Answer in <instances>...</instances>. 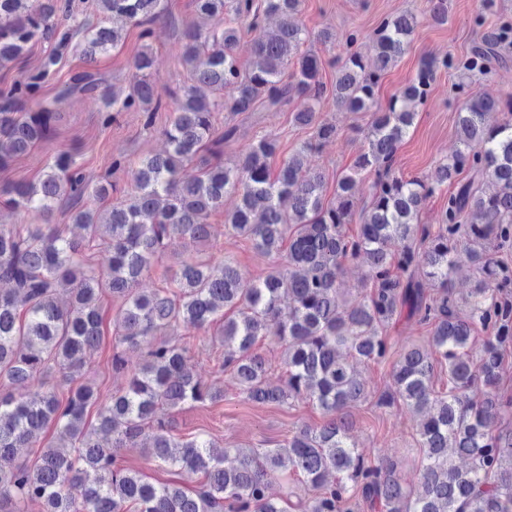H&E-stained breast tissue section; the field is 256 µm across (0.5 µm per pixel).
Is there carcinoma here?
<instances>
[{
	"instance_id": "1",
	"label": "carcinoma",
	"mask_w": 512,
	"mask_h": 512,
	"mask_svg": "<svg viewBox=\"0 0 512 512\" xmlns=\"http://www.w3.org/2000/svg\"><path fill=\"white\" fill-rule=\"evenodd\" d=\"M193 6L216 24L181 32L190 83L171 92L170 102L158 90L147 49L132 62V92H109L84 71L48 100L46 78L71 45L69 33L52 23L64 6L59 0H0L1 66L21 59L38 38L54 41L53 51L24 79L0 87V168L49 140L60 99L99 98L106 126L131 110L150 125L156 112L172 105L163 129L167 152L143 159L131 172L134 191L120 208L85 206L89 197L105 198L112 184L87 176L66 153L54 157L37 183L0 185L8 203L44 217L67 204L73 223L84 230L67 237L49 223L0 228V512H24L32 501L41 502L44 512H128L131 506L136 512H350L354 498L381 512H512V427L501 425L503 415L512 413V394L500 388L512 353V260L503 255L512 248V100L478 91L481 80L504 63L500 49L512 43V21L485 33L459 61L423 58L404 89L381 105V78L404 53L416 16L383 19L372 58L359 50L363 34L349 33L329 88L322 80L326 61L303 49L309 35L295 19L301 0H193ZM97 7L103 16L139 28L146 42L151 25L165 16L167 0H97ZM226 14L255 34L254 62L246 70L235 53L241 27L224 21ZM271 17L279 25L268 32L262 23ZM120 39L114 28H86L84 59L94 62ZM448 69L458 74L459 147L428 174L407 179L394 169L396 152L438 72ZM203 87L216 97L204 95ZM329 97L348 112L371 113V123L367 148L336 178L328 201L325 175L305 159L336 136V126L318 116ZM30 102L38 109L25 111ZM292 102V121L316 126L314 140L277 172L271 169L278 149L273 138L250 143L232 165L221 161L237 128L216 132L219 106L236 114L279 112ZM497 111L511 119L486 124L488 113ZM187 164L198 170L192 179L181 177ZM365 175L372 181L360 207ZM445 187L448 202L438 223H420L427 200ZM228 193L240 203L224 216L225 229L264 254L286 251L285 264L246 284L228 260L213 267L180 259L175 288L140 289L142 275L165 255L171 239L199 246L211 240L208 217ZM463 256L475 286L461 304L451 281ZM349 262L364 269L370 284L353 298L339 288ZM428 285L435 295L427 293ZM104 292L122 300L113 320L115 341L146 349V362L106 400L94 385L81 384L62 401L61 383L83 375L87 352L100 343L98 300ZM226 306L236 310L234 316H225ZM402 318L429 328L424 343L399 348L387 336ZM218 322L224 369L249 401L302 398L324 415L321 425L299 427L279 448L235 449L237 464L229 468L210 441L175 435L160 414L223 398L194 375L179 342L156 340L180 325L206 330ZM479 330L487 336L474 355L470 339ZM267 339L288 352L281 386L267 383L270 365L253 351ZM387 362L394 392L378 404L399 401L421 416L415 489L405 485L397 462L366 457L349 442L350 409L370 397L360 367ZM35 377L45 379L42 391L10 390ZM92 407L94 423L87 419ZM50 425L57 437L44 444L39 461L16 463L14 449L41 443ZM147 426L153 429L148 448L154 460L202 474L199 488L154 486L120 465L121 450L137 447ZM290 473L308 494L295 502L271 497V479Z\"/></svg>"
}]
</instances>
